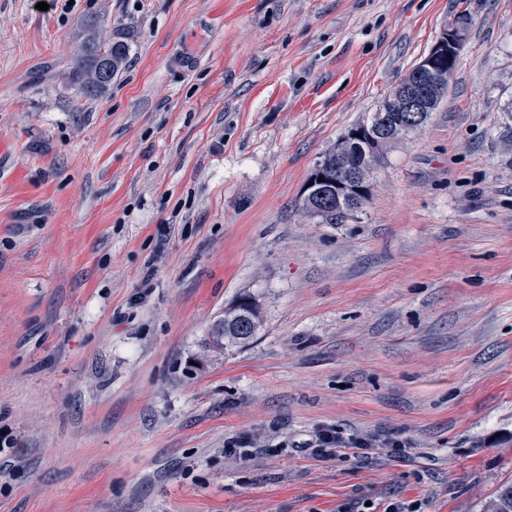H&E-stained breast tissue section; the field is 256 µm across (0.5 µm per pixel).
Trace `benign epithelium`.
<instances>
[{
    "label": "benign epithelium",
    "instance_id": "benign-epithelium-1",
    "mask_svg": "<svg viewBox=\"0 0 512 512\" xmlns=\"http://www.w3.org/2000/svg\"><path fill=\"white\" fill-rule=\"evenodd\" d=\"M466 36L461 24L444 29L428 54L397 84L389 111L380 112L371 124L349 128L341 136L304 187L303 201L310 215L348 220L361 210L370 192L371 160L396 136L425 123Z\"/></svg>",
    "mask_w": 512,
    "mask_h": 512
}]
</instances>
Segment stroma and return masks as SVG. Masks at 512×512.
I'll use <instances>...</instances> for the list:
<instances>
[{"instance_id": "obj_1", "label": "stroma", "mask_w": 512, "mask_h": 512, "mask_svg": "<svg viewBox=\"0 0 512 512\" xmlns=\"http://www.w3.org/2000/svg\"><path fill=\"white\" fill-rule=\"evenodd\" d=\"M37 2L0 0V512H480L512 482V0ZM461 15L362 211L310 217ZM92 19L133 38L88 100ZM244 292L257 334L210 345ZM466 36L467 30L461 24L444 29L413 72L397 84L389 112H379L372 124L351 127L341 136L304 187L303 201L310 215L321 218L336 214V218L346 220L355 217L369 196L371 160L396 136L425 123L436 96L440 102L445 87L438 95L437 90L448 81ZM355 134H361V138ZM353 146L362 151L360 161H352ZM322 186L330 193L319 192ZM317 447L320 448H336V455H346L344 450L357 449L367 450L369 448H375L378 444L385 446L386 448H392L394 452L402 451L405 448V443L396 438H384L380 439L373 436H363L357 434H349L344 436L337 430L331 428L320 429L316 434Z\"/></svg>"}]
</instances>
